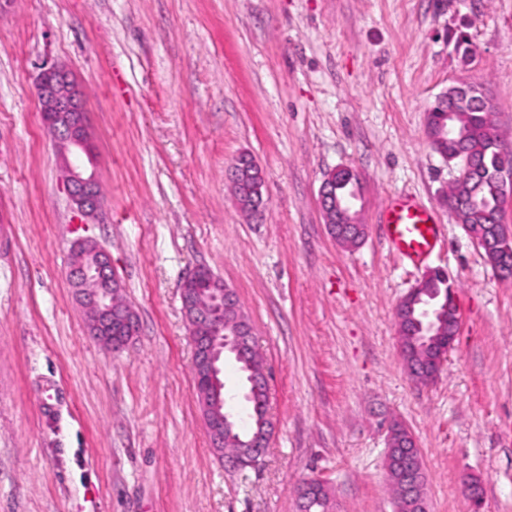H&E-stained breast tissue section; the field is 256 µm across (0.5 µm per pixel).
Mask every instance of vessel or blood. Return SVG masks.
Here are the masks:
<instances>
[{
	"label": "vessel or blood",
	"instance_id": "obj_1",
	"mask_svg": "<svg viewBox=\"0 0 512 512\" xmlns=\"http://www.w3.org/2000/svg\"><path fill=\"white\" fill-rule=\"evenodd\" d=\"M382 216L392 251L411 266L422 265L441 236V224L433 212L413 196L400 194L389 199Z\"/></svg>",
	"mask_w": 512,
	"mask_h": 512
}]
</instances>
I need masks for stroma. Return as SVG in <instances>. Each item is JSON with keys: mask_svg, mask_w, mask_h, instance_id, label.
<instances>
[{"mask_svg": "<svg viewBox=\"0 0 512 512\" xmlns=\"http://www.w3.org/2000/svg\"><path fill=\"white\" fill-rule=\"evenodd\" d=\"M45 61L87 90L101 223L63 189L35 93ZM460 83L512 143V0H0V512H298L309 478L333 512H394L388 419L417 440L428 512H512V280L449 212L458 168L426 132ZM243 151L265 179L252 219L228 176ZM346 165L368 226L354 249L319 206ZM397 194L442 225L426 267L382 237ZM81 237L108 249L137 315L123 350L87 333L68 278ZM199 267L235 289L269 371L256 469L226 470L201 420L181 300ZM428 267L454 282L461 325L420 385L395 308Z\"/></svg>", "mask_w": 512, "mask_h": 512, "instance_id": "1", "label": "stroma"}]
</instances>
